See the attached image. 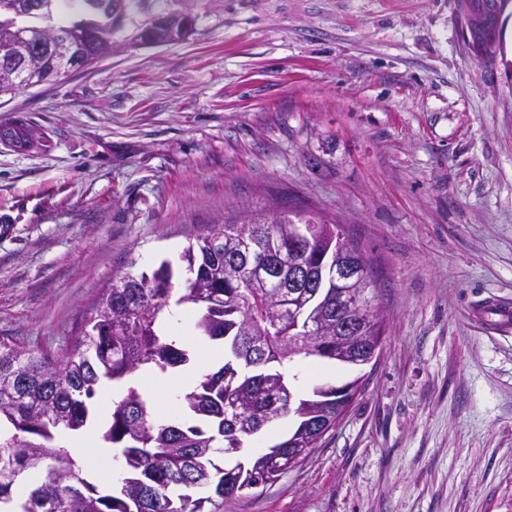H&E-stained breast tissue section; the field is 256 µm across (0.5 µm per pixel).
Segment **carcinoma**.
<instances>
[{"instance_id":"cac0c4a2","label":"carcinoma","mask_w":512,"mask_h":512,"mask_svg":"<svg viewBox=\"0 0 512 512\" xmlns=\"http://www.w3.org/2000/svg\"><path fill=\"white\" fill-rule=\"evenodd\" d=\"M18 0H0V43L50 26L79 45L74 31L89 28L99 45L112 43V25L90 0H54L48 16L19 10ZM493 0H467L472 39L493 54L501 25L492 21ZM30 142L19 121L0 126V140ZM309 234L301 260L313 268L336 261L345 249L363 256L359 243L342 224L300 212L260 214L230 224H211L181 252L187 277L175 278L164 260L150 272L128 271L93 305L79 336L62 353L30 349L0 339V505L10 512H218L217 500L235 492L267 486L295 468L317 447L316 436L333 428L348 404L336 405V393L303 394L287 379L297 358L338 363L351 345L326 338L312 351L305 338L288 333L290 310L288 255L275 262L268 252L290 238L296 227ZM196 308L194 335L223 345L247 364V376L229 386L224 368L205 373L190 390L177 395L191 420L156 415L140 390L126 388L112 401L111 421L101 440L119 449L122 472L117 486L99 490L59 436L77 433L90 420V401L101 380L124 382L142 367L165 373L186 366L192 352L179 336L161 331L172 305ZM295 405L288 407V393ZM292 418L293 430L266 451L240 460L224 458L230 438L245 444L269 423Z\"/></svg>"}]
</instances>
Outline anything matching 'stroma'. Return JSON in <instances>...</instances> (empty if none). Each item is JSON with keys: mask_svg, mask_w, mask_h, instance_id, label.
<instances>
[{"mask_svg": "<svg viewBox=\"0 0 512 512\" xmlns=\"http://www.w3.org/2000/svg\"><path fill=\"white\" fill-rule=\"evenodd\" d=\"M180 14L189 35H138ZM93 65L0 97V338L52 353L129 260L258 210L345 225L387 325L318 448L220 512H512V15L459 0H139ZM467 8L471 13L472 39L479 48L484 47L482 55H493L492 49L501 38V25L493 22L491 7L493 0H467ZM490 50V51H489Z\"/></svg>", "mask_w": 512, "mask_h": 512, "instance_id": "1", "label": "stroma"}]
</instances>
